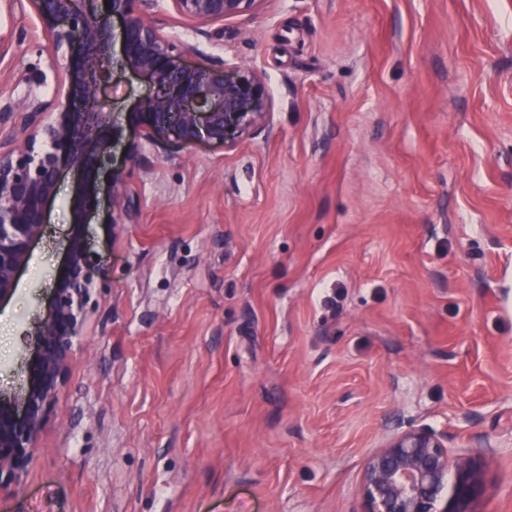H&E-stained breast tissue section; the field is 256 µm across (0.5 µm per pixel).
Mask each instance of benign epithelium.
<instances>
[{"instance_id":"7a95c632","label":"benign epithelium","mask_w":512,"mask_h":512,"mask_svg":"<svg viewBox=\"0 0 512 512\" xmlns=\"http://www.w3.org/2000/svg\"><path fill=\"white\" fill-rule=\"evenodd\" d=\"M51 34L50 65L57 73L53 95L28 93L20 134L0 151V307L14 295L34 242L42 235L56 197L60 170L81 172L69 202L67 253L38 347L25 373L19 403L0 400V498L16 494L39 454L50 411L64 390L85 336L86 309L96 289L97 255L86 224L100 207V176L112 175V206L130 219L133 201L120 191L123 172L139 165V141L165 151L197 144L233 146L228 131L249 137L271 111L265 77L243 67L230 77L220 62L207 68L179 60L178 46L150 21L146 0H93L83 11L76 0H28ZM267 0H171L174 12L199 31L255 14ZM120 23L115 43L114 21ZM120 68L147 79L151 91L127 113L130 133L125 164L112 167L119 129L106 119L100 86ZM485 493L482 454L451 455L448 436L425 426L388 435L366 459L361 494L364 512H474Z\"/></svg>"}]
</instances>
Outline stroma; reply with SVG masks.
Segmentation results:
<instances>
[{
  "label": "stroma",
  "instance_id": "1",
  "mask_svg": "<svg viewBox=\"0 0 512 512\" xmlns=\"http://www.w3.org/2000/svg\"><path fill=\"white\" fill-rule=\"evenodd\" d=\"M190 65L265 76L232 148L143 141L136 204L87 226L95 301L26 483L0 512H362L366 457L408 426L483 443L476 512H512V0H267L199 33ZM27 0H0V145L51 94ZM145 82L101 97L125 127ZM66 168L0 306V398L27 387L71 229ZM113 217L114 233L102 220Z\"/></svg>",
  "mask_w": 512,
  "mask_h": 512
}]
</instances>
